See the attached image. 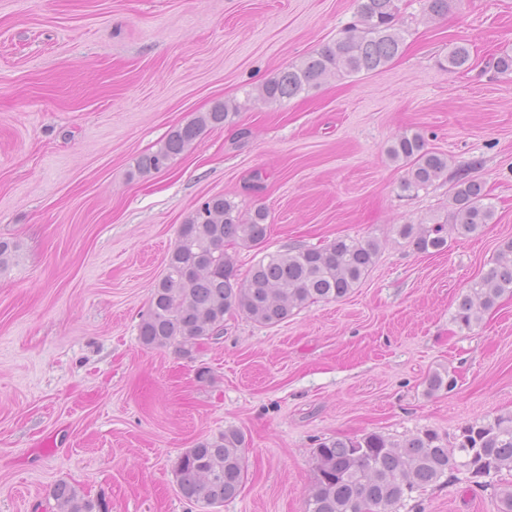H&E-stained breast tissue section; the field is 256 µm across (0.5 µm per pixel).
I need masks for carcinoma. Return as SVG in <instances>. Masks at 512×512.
<instances>
[{"instance_id": "1", "label": "carcinoma", "mask_w": 512, "mask_h": 512, "mask_svg": "<svg viewBox=\"0 0 512 512\" xmlns=\"http://www.w3.org/2000/svg\"><path fill=\"white\" fill-rule=\"evenodd\" d=\"M400 0H358L359 24L300 65H294L255 89L267 102L293 98L331 74L375 71L395 58L403 43L397 26ZM431 18L448 15L449 0H423ZM470 60L466 44H457L446 57L445 70L464 68ZM242 108L236 101L216 104L173 131L156 151L137 161L143 172H164L207 126L229 123ZM405 167L402 188L424 189L436 180L452 182L446 220L432 217L420 224H402L398 234L416 250L448 247L445 226L458 234L477 233L491 223L495 204L482 182L463 169L448 172V156L429 150L418 133L397 136L386 150ZM262 207L245 215L230 199L211 197L180 226L168 253L165 273L152 289L149 312L139 324L141 343L153 349L174 348L191 358L198 347L224 326V317L238 313L275 325L293 311L318 301L345 297L357 287L374 262V240L340 237L322 247L295 246L262 256L246 278H239L235 258L227 247L241 242L259 248L269 226ZM17 245L0 241V271L14 261ZM505 295L512 296V240L501 244L489 269L475 280L455 308L453 322L471 329L482 313ZM453 373L435 372L429 391H450ZM241 431L227 428L187 449L177 463L181 496L201 508L237 497L248 479ZM476 469L486 477L512 471V413L489 423H467L450 443L425 429L402 439L378 432L359 438L323 441L313 456L314 481L305 512H399L412 494L443 482L450 475ZM498 512H512V483L495 488ZM55 512H94L95 504L74 485L60 481L50 490Z\"/></svg>"}]
</instances>
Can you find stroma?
<instances>
[{
  "label": "stroma",
  "instance_id": "stroma-1",
  "mask_svg": "<svg viewBox=\"0 0 512 512\" xmlns=\"http://www.w3.org/2000/svg\"><path fill=\"white\" fill-rule=\"evenodd\" d=\"M356 0H0V512H52L64 480L95 512H201L177 490L187 448L232 427L248 479L219 512H304L322 441L432 429L512 413V297L462 330L460 296L512 239V0H451L425 20L401 0L402 53L281 102L246 90L356 23ZM472 62L450 72L454 44ZM165 173L136 162L219 102ZM421 133L493 197V221L448 232L438 254L397 228L445 216L451 185L401 187L386 154ZM265 207L263 249L230 246L240 272L261 252L376 239L358 288L264 326L234 314L193 357L139 339L151 288L203 200ZM451 391L428 393L433 371ZM207 370L199 380L198 370ZM408 512H497L466 476L417 493Z\"/></svg>",
  "mask_w": 512,
  "mask_h": 512
}]
</instances>
